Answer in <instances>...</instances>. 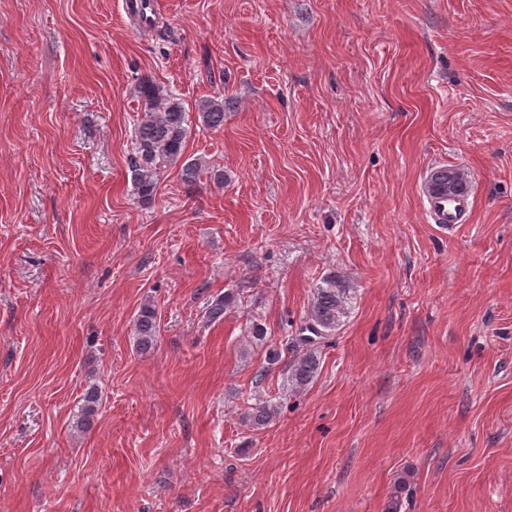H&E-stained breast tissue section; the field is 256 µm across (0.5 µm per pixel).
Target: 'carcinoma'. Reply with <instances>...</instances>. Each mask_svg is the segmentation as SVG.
<instances>
[{
  "label": "carcinoma",
  "mask_w": 512,
  "mask_h": 512,
  "mask_svg": "<svg viewBox=\"0 0 512 512\" xmlns=\"http://www.w3.org/2000/svg\"><path fill=\"white\" fill-rule=\"evenodd\" d=\"M142 100V115L135 129V156L131 161V181L139 202L149 207L154 201L159 169L162 166L178 167L182 182L193 187L201 178L205 163L185 156L188 112L181 102L163 93L152 81H144L139 87ZM227 102L224 99L207 98L197 106L198 121L206 128L219 130L224 127ZM468 190V180L464 172L455 167H441L431 172L427 191L454 195ZM350 288L346 280L336 275H328L317 285L310 302L307 321L302 328L304 335L296 337L300 353L289 366L288 382L294 388L308 385L320 367L317 344L333 335L342 325L348 313ZM234 302V295L216 297L207 306L205 318L216 322L224 318V311ZM158 322L155 307L150 303L141 306L135 321L134 346L140 352L154 348L158 338ZM250 339L255 344L267 347V364L274 366L281 360V352L268 345L266 328L258 323L250 327ZM101 405L98 389L89 387L82 398V406L77 415L75 428L82 431L89 427L98 414ZM278 414V405L263 401L245 416L253 429H260L271 423Z\"/></svg>",
  "instance_id": "1"
}]
</instances>
